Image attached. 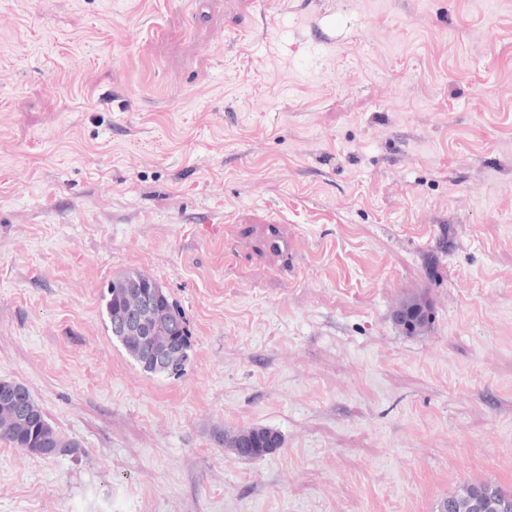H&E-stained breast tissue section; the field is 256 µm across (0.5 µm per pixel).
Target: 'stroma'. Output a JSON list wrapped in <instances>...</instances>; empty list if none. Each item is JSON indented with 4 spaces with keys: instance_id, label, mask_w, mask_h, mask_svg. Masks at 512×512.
Masks as SVG:
<instances>
[{
    "instance_id": "obj_1",
    "label": "stroma",
    "mask_w": 512,
    "mask_h": 512,
    "mask_svg": "<svg viewBox=\"0 0 512 512\" xmlns=\"http://www.w3.org/2000/svg\"><path fill=\"white\" fill-rule=\"evenodd\" d=\"M127 271L182 377L108 331ZM1 379L77 447L0 440V512L512 492V0H0ZM119 282H129L125 288H112V281L108 283L107 288L101 292V299L104 302L105 315L107 319V328L112 331V313L116 309H126L118 322V328L125 336H133L147 347V361L155 367L166 368L169 366L170 358L176 354L180 347V336L176 324L184 327V336L181 339L185 343L177 360L172 367L164 372L154 370L150 365H145L142 360L143 346L130 339L117 338L122 348L143 372L155 374H168L173 377L181 376L189 359V352L192 347V336L188 329L186 317L167 292L160 288L159 292V314L162 319L174 322L175 324H162L154 321L156 309V294L153 288H159L157 285H149L141 282L142 280L155 281L146 274L132 272L121 275L115 279ZM141 280V281H140ZM134 281V282H130ZM156 282V281H155ZM126 288L137 289V303L130 307L136 300V295ZM130 307V308H129ZM167 340L160 342V338ZM423 301L421 300H409V301H406L404 302L400 309L397 311V313L395 314V321L398 325H400L402 328V324H403V321H401L400 319V315L401 314H406L408 311H415L417 309H420V308H423L424 304ZM420 316H421V319L423 321H429V322H416V324L408 319L406 317V320H405V323H404V326L406 327L407 325H414V327L406 330V333H409V334H416V333H419L421 331H423L424 329L427 328L428 324H430L432 322V318H433V311L430 309V308H423L421 311H420ZM404 329V328H403ZM249 443L245 446L246 442ZM224 442L239 458L259 460L282 446L280 433L272 428L255 426L226 436Z\"/></svg>"
}]
</instances>
